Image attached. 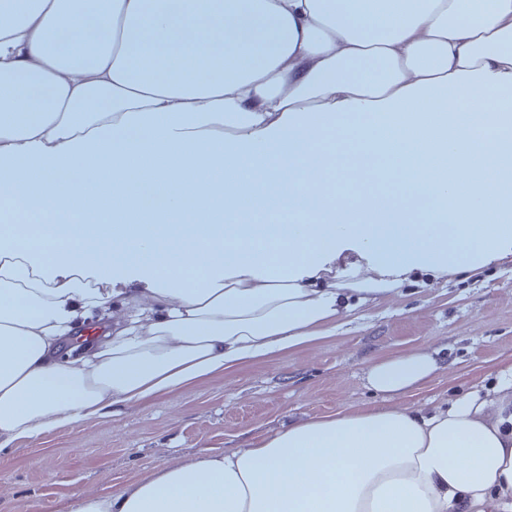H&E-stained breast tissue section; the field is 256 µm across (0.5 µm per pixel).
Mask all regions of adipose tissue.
<instances>
[{"label":"adipose tissue","mask_w":512,"mask_h":512,"mask_svg":"<svg viewBox=\"0 0 512 512\" xmlns=\"http://www.w3.org/2000/svg\"><path fill=\"white\" fill-rule=\"evenodd\" d=\"M490 90L512 93V0H0V456L334 336L411 268L476 273L512 217ZM392 146L425 167L398 164L380 225L355 192ZM277 209L299 223H258ZM351 242L375 261L340 280ZM96 310L103 339L74 348ZM441 369L424 348L377 359L383 404L69 512H507L512 362L491 392L406 405Z\"/></svg>","instance_id":"adipose-tissue-1"}]
</instances>
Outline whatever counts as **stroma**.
<instances>
[{
    "label": "stroma",
    "instance_id": "35a3bbf8",
    "mask_svg": "<svg viewBox=\"0 0 512 512\" xmlns=\"http://www.w3.org/2000/svg\"><path fill=\"white\" fill-rule=\"evenodd\" d=\"M427 347L446 361L417 407L465 393L512 358V263L491 262L477 279L422 282L411 271L396 299L314 346L257 361L108 419L63 426L14 443L0 459V512H67L82 493L108 496L154 470L198 454L242 447L291 418L375 404L363 372L376 358Z\"/></svg>",
    "mask_w": 512,
    "mask_h": 512
}]
</instances>
